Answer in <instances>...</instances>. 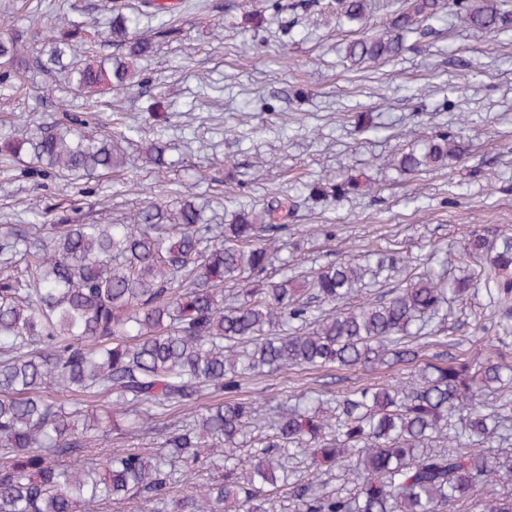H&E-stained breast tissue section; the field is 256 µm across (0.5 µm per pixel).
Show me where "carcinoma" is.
<instances>
[{"instance_id": "carcinoma-1", "label": "carcinoma", "mask_w": 512, "mask_h": 512, "mask_svg": "<svg viewBox=\"0 0 512 512\" xmlns=\"http://www.w3.org/2000/svg\"><path fill=\"white\" fill-rule=\"evenodd\" d=\"M469 29L492 33L502 22L496 0H455ZM340 14L362 20L370 0H339ZM171 5L112 9L104 39L119 53L89 51L73 60L70 44L48 36L28 54L31 33L0 35V63L18 74H60L87 101L131 87L155 108V92L138 62L154 54L138 37L141 17L165 20ZM439 21L438 0H414L395 13L391 30L348 44L358 62L399 56L402 33L417 21ZM92 112L35 133L0 136V165L21 166L36 182L81 180L121 167L118 142L137 128L91 134ZM462 133L437 134L404 152L398 171L419 174L463 153ZM167 146L148 148L157 171ZM290 197H273L259 214L210 224L194 200L149 201L127 224L0 226V512H78L93 503L149 501L172 512H271L284 492L295 512H512V457L481 448L512 435V401L485 396L512 381L490 359L462 358L455 343L417 340L443 323L448 295L483 292L498 308L503 342L512 337V235L488 240L475 231L460 259L467 273L453 281L424 270L374 300L347 305L371 270L350 259L275 278L268 241L288 235ZM235 286L224 294V286ZM323 305L333 311L321 316ZM411 369L407 386L376 383L327 396L306 392L269 409L268 434L251 463L237 451L255 424L257 407L239 397L254 372L295 368ZM190 416L169 422L172 409ZM157 434L162 451L128 448L85 461L97 437ZM225 448L224 478L179 495L200 449ZM351 477L354 488L326 489L295 476L298 455Z\"/></svg>"}]
</instances>
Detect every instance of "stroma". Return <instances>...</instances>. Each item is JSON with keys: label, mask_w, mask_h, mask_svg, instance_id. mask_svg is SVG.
I'll return each instance as SVG.
<instances>
[{"label": "stroma", "mask_w": 512, "mask_h": 512, "mask_svg": "<svg viewBox=\"0 0 512 512\" xmlns=\"http://www.w3.org/2000/svg\"><path fill=\"white\" fill-rule=\"evenodd\" d=\"M138 0H0V18L29 24L42 10L44 29L67 36L69 21L86 33L103 28L113 7ZM289 0H182L177 31L155 37L148 71L161 92L164 120L154 121L137 91L99 95L103 125L135 126L125 165L112 174L46 186L0 172V224H41L77 207L82 223L119 224L156 192L158 178L141 145L166 142L173 166L165 198L193 197L215 224L258 208L279 192L297 204L287 238L269 246L312 270L342 258L364 261L380 249L408 258L404 268L357 288L363 302L432 267L460 275L454 256L472 231L512 234V16L490 35L465 30L453 12L432 31L404 33L401 56L353 65V40L388 31L391 11L345 22L330 0L305 13ZM71 95L62 79L29 74L23 88L0 83V131L36 130L62 119ZM464 132L465 153L417 176L399 172L397 154L419 148L435 132ZM356 182L321 204L310 186L324 173ZM491 315L478 293L449 300L441 335L457 355L512 367V343L484 337ZM371 370L326 369L249 378L245 396L276 404L311 388L346 390L386 381Z\"/></svg>", "instance_id": "obj_1"}]
</instances>
